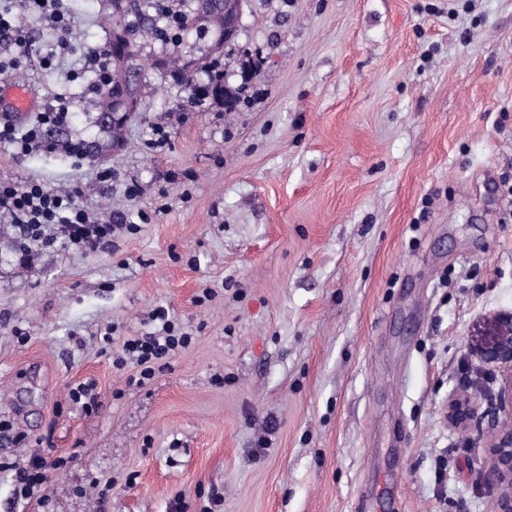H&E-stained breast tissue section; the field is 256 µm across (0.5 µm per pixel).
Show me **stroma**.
I'll return each mask as SVG.
<instances>
[{
	"label": "stroma",
	"instance_id": "35a3bbf8",
	"mask_svg": "<svg viewBox=\"0 0 512 512\" xmlns=\"http://www.w3.org/2000/svg\"><path fill=\"white\" fill-rule=\"evenodd\" d=\"M74 9L69 51L20 70L88 142L96 88L66 74L106 0ZM214 69L236 111L183 109L145 67L103 161L0 144V180L127 221L32 264L0 223V419L22 436L0 440V512H495L511 414L469 345L512 310V0H246ZM160 306L193 341L139 386L112 360ZM87 378L91 412L69 398ZM33 456L66 460L38 500L7 468ZM476 413V405L466 391H459L448 397V424L453 428L466 432L471 426ZM492 447L487 472L500 490L496 512H512V424L497 431Z\"/></svg>",
	"mask_w": 512,
	"mask_h": 512
}]
</instances>
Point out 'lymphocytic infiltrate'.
<instances>
[{"instance_id": "lymphocytic-infiltrate-1", "label": "lymphocytic infiltrate", "mask_w": 512, "mask_h": 512, "mask_svg": "<svg viewBox=\"0 0 512 512\" xmlns=\"http://www.w3.org/2000/svg\"><path fill=\"white\" fill-rule=\"evenodd\" d=\"M27 9L50 23L55 32L52 42L36 45L17 24L11 8H0V73L15 69L18 56H37L43 67H52L58 51L69 46L74 20L62 0H25ZM68 115L64 102L45 103L25 131H18L11 120H0V141L10 142L16 153L26 155L48 147L46 132L63 125ZM78 190L60 191L36 180L0 181V221L19 231L17 248L21 255L63 244L74 250L94 251L110 241L114 226L77 202ZM153 332L123 341L116 366L133 364L138 384L152 380L157 370L167 366L179 351L189 348L192 338L182 332L164 308L152 313Z\"/></svg>"}]
</instances>
